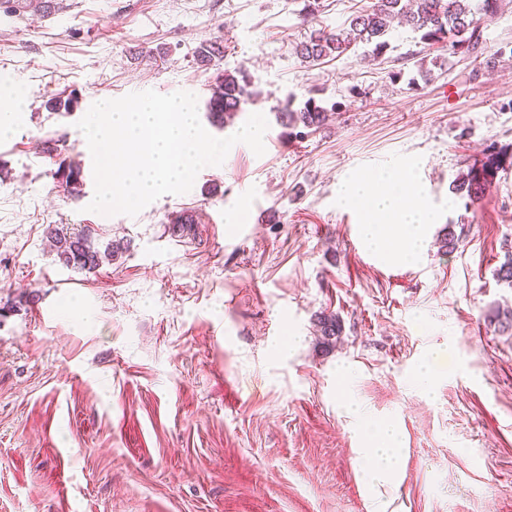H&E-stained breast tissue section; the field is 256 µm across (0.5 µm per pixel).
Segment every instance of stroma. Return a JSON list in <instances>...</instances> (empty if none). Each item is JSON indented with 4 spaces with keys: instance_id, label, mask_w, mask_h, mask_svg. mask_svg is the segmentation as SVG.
<instances>
[{
    "instance_id": "stroma-1",
    "label": "stroma",
    "mask_w": 512,
    "mask_h": 512,
    "mask_svg": "<svg viewBox=\"0 0 512 512\" xmlns=\"http://www.w3.org/2000/svg\"><path fill=\"white\" fill-rule=\"evenodd\" d=\"M49 4L0 11V71L24 91L0 131V512H512V335L491 321L512 308L495 277L512 166L474 204L451 191L491 150L512 154V0L488 56L420 52L400 27L378 60L356 48L311 68L294 52L303 0ZM206 40L262 92L209 133L264 114L265 154L235 144L134 217L88 211L78 121L145 90L193 93L206 117L220 68L198 62ZM71 94L74 111L48 110ZM291 95L338 108L295 137L277 112ZM66 157L77 198L53 178ZM393 167L438 214L415 265L367 250L362 214L337 198L340 181ZM185 210L195 223H175ZM51 224L122 249L67 268ZM323 314L340 336H322ZM438 348L428 398L412 372ZM381 419L400 430V465L370 488L360 426Z\"/></svg>"
}]
</instances>
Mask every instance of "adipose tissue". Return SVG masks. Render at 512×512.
I'll list each match as a JSON object with an SVG mask.
<instances>
[{"instance_id": "adipose-tissue-1", "label": "adipose tissue", "mask_w": 512, "mask_h": 512, "mask_svg": "<svg viewBox=\"0 0 512 512\" xmlns=\"http://www.w3.org/2000/svg\"><path fill=\"white\" fill-rule=\"evenodd\" d=\"M339 193L346 205L362 212L360 234L370 250L401 264L423 261L424 242L437 215L409 172L398 167L369 172L343 182ZM362 429L374 458L364 470L366 482L374 486L392 480L400 464L397 428L368 421Z\"/></svg>"}]
</instances>
